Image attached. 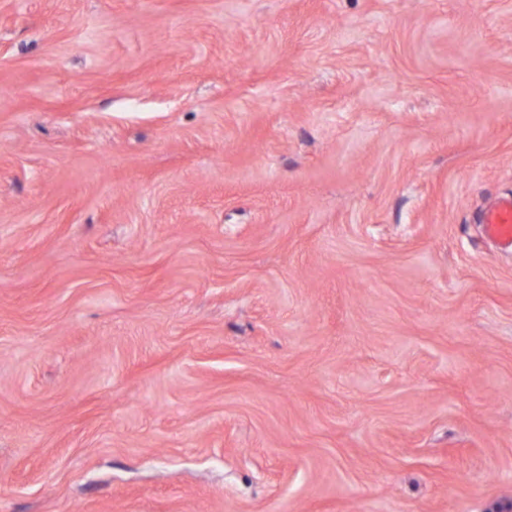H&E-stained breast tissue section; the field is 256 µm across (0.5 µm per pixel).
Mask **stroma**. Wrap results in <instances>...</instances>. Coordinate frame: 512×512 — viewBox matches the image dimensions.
Listing matches in <instances>:
<instances>
[{"label": "stroma", "instance_id": "stroma-1", "mask_svg": "<svg viewBox=\"0 0 512 512\" xmlns=\"http://www.w3.org/2000/svg\"><path fill=\"white\" fill-rule=\"evenodd\" d=\"M512 0H0V512H512ZM486 235L505 246L512 245V199L503 198L483 214Z\"/></svg>", "mask_w": 512, "mask_h": 512}]
</instances>
